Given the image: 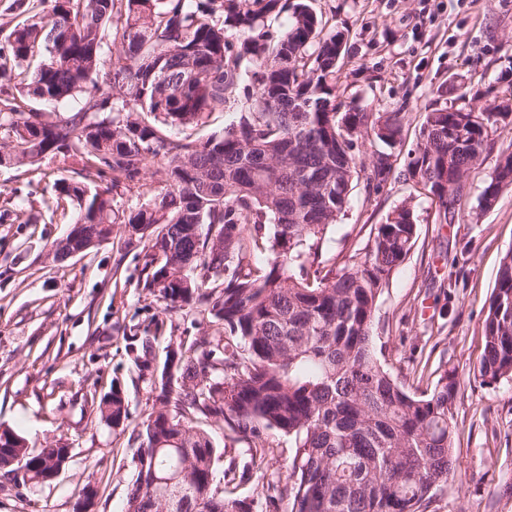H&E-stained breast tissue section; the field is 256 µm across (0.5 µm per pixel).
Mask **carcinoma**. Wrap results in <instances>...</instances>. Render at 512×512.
Wrapping results in <instances>:
<instances>
[{"label": "carcinoma", "mask_w": 512, "mask_h": 512, "mask_svg": "<svg viewBox=\"0 0 512 512\" xmlns=\"http://www.w3.org/2000/svg\"><path fill=\"white\" fill-rule=\"evenodd\" d=\"M21 6L24 20L0 47V129L11 138L0 145L4 163L78 157L79 180L55 183L56 201L76 206L75 244L90 250L110 238L112 225H129L147 248L149 287L173 307L196 300L224 322V335L179 345L173 380L165 379V356L125 512H249L211 482L217 449L192 426L198 413L222 419L243 440L264 427L291 439L287 482L273 477L263 486L272 503L288 497L289 512H426L459 467V382L445 371L428 392L405 390L372 336L378 298L415 244L412 210L396 209L343 266H315L360 178L355 140L371 133L390 146L401 130L398 112L339 111L342 36H321L304 0ZM287 8L288 26L266 30ZM231 31L242 40L233 42ZM109 38L120 48L103 73ZM251 69L253 92L241 86ZM77 95L82 106L63 120L41 108ZM217 109L237 114L222 133L204 141L169 133ZM511 117L507 103L426 114L408 176L432 196L441 223L455 215L491 126ZM150 163L160 192L129 213L117 207L112 191L140 181ZM391 172V154L375 152L366 187L381 188ZM106 177L109 184H96ZM509 184L512 152L500 156L482 207ZM264 224L273 226L267 237L259 234ZM157 333L138 338L144 362L155 357ZM483 334L476 373L488 383L511 378L512 251L501 261ZM127 406L123 391L105 393L100 421L126 420ZM151 474L163 481L157 490L142 481Z\"/></svg>", "instance_id": "obj_1"}]
</instances>
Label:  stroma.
I'll use <instances>...</instances> for the list:
<instances>
[{
	"instance_id": "1",
	"label": "stroma",
	"mask_w": 512,
	"mask_h": 512,
	"mask_svg": "<svg viewBox=\"0 0 512 512\" xmlns=\"http://www.w3.org/2000/svg\"><path fill=\"white\" fill-rule=\"evenodd\" d=\"M311 6L327 29L347 38L336 80L343 104L404 116L386 185L371 191L356 182L321 260L344 264L396 207L412 209L418 237L378 299L376 353L408 390L432 388L447 369L460 382L453 407L460 467L430 512H512V379L488 384L474 371L500 261L512 251V185L491 208H481L480 197L500 155L512 152V123L493 126L452 221L440 223L437 205L405 177L437 99L475 110L512 101V0ZM79 168L68 153L47 156L34 172L0 166V431L23 436L33 449L70 451L61 473L41 484L0 470V512H80L88 487L97 493L96 512H123L138 464L137 434L154 403L151 373L133 363V335L159 320L164 339L186 345L224 332L200 304L170 310L146 288V251L128 225H113L111 237L86 254L52 261L75 217L71 206L53 207L54 182ZM114 386L128 397V418L116 429L90 404ZM196 424L221 452L216 470H235V497L250 512H265L263 478L287 460L288 437L264 430L260 444L270 459L262 463L223 420L201 414Z\"/></svg>"
}]
</instances>
